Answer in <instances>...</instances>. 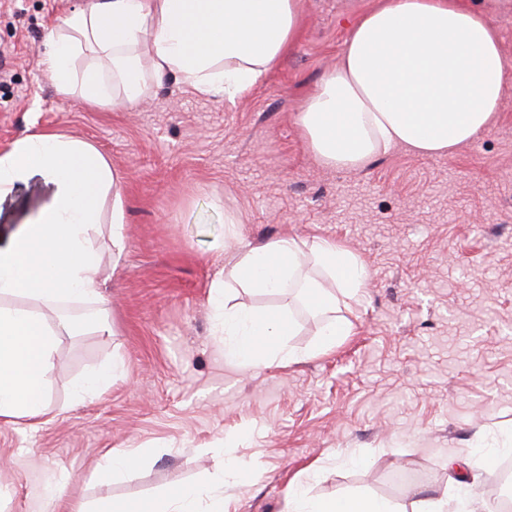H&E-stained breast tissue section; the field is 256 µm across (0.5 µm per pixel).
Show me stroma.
I'll return each instance as SVG.
<instances>
[{
	"label": "stroma",
	"instance_id": "1",
	"mask_svg": "<svg viewBox=\"0 0 512 512\" xmlns=\"http://www.w3.org/2000/svg\"><path fill=\"white\" fill-rule=\"evenodd\" d=\"M84 0H0V151L45 132L93 143L125 183L126 239L95 245L112 335L60 326L37 427L0 419V512H97L252 473L225 486L227 512H289V492L364 493L414 512L463 495L493 512L497 470L473 464L478 437L512 428V69L492 127L450 155L399 147L360 170L316 161L296 124L378 0H301L296 42L235 103L167 79L131 109L58 96L45 37ZM40 176L0 199V237L53 196ZM235 223L224 221L225 214ZM328 238L364 262L361 301L341 297L347 335L311 348L320 315L294 292L237 289L235 302L290 315V364L225 361L209 304L241 247ZM119 364L98 395L73 385ZM133 474L98 482L111 449Z\"/></svg>",
	"mask_w": 512,
	"mask_h": 512
}]
</instances>
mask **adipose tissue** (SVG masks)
Returning a JSON list of instances; mask_svg holds the SVG:
<instances>
[{"label": "adipose tissue", "instance_id": "obj_1", "mask_svg": "<svg viewBox=\"0 0 512 512\" xmlns=\"http://www.w3.org/2000/svg\"><path fill=\"white\" fill-rule=\"evenodd\" d=\"M299 32V0H85L62 30L50 32L41 61L58 94H81L95 106H135L155 79L179 76L199 94L229 102L260 80ZM97 48L106 70L75 74L83 46ZM506 89V63L488 12L461 0H380L363 14L340 64L298 112L314 157L343 170L396 147L451 154L493 122ZM50 182L52 202L29 224L0 240V418L37 424L47 408V377L57 331L45 310L92 307L101 297V257L92 233L109 221L112 245L125 238L124 203L112 162L92 144L31 133L0 151V197L32 176ZM314 261L335 289L300 279ZM369 281L364 263L335 242L279 237L248 248L230 280H214L210 298L224 336V357L247 367L297 360L290 319L230 302L239 286L281 293L299 285L306 305L325 315L318 348L347 335L336 298L359 299ZM26 298L29 308L4 305ZM150 512H224V494L180 487ZM290 512H401L367 495L292 496Z\"/></svg>", "mask_w": 512, "mask_h": 512}]
</instances>
